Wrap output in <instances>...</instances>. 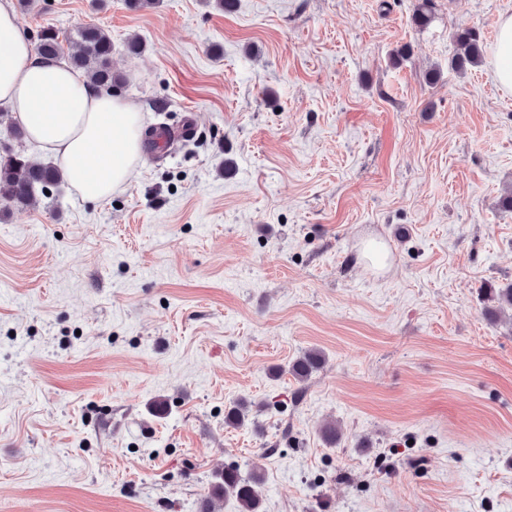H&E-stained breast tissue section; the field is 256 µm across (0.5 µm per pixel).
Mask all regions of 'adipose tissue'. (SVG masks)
Returning a JSON list of instances; mask_svg holds the SVG:
<instances>
[{"instance_id": "obj_1", "label": "adipose tissue", "mask_w": 512, "mask_h": 512, "mask_svg": "<svg viewBox=\"0 0 512 512\" xmlns=\"http://www.w3.org/2000/svg\"><path fill=\"white\" fill-rule=\"evenodd\" d=\"M493 78L512 93V14L498 22ZM0 105L60 167L85 201L100 202L142 165L141 116L65 63L36 55L14 10L0 0Z\"/></svg>"}]
</instances>
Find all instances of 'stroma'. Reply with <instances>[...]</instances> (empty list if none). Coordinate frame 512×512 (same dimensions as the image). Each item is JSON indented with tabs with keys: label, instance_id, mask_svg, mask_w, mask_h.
<instances>
[{
	"label": "stroma",
	"instance_id": "obj_1",
	"mask_svg": "<svg viewBox=\"0 0 512 512\" xmlns=\"http://www.w3.org/2000/svg\"><path fill=\"white\" fill-rule=\"evenodd\" d=\"M419 5L16 7L30 38L105 29L143 129L197 133L104 201L0 204V512H238L208 496L235 467L261 512H512V325L483 299L512 281V94L448 66L512 0ZM322 360L321 352L317 350L305 351L292 362L290 371L298 380H307L314 371L319 369Z\"/></svg>",
	"mask_w": 512,
	"mask_h": 512
}]
</instances>
